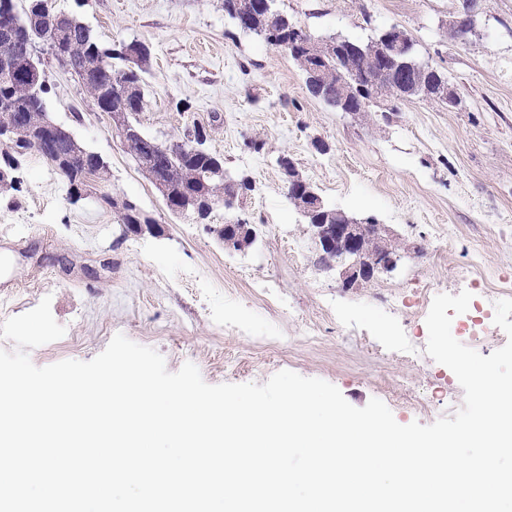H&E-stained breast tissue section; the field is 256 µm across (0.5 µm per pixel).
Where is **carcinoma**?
<instances>
[{
    "instance_id": "1",
    "label": "carcinoma",
    "mask_w": 512,
    "mask_h": 512,
    "mask_svg": "<svg viewBox=\"0 0 512 512\" xmlns=\"http://www.w3.org/2000/svg\"><path fill=\"white\" fill-rule=\"evenodd\" d=\"M23 12L16 11L14 0H0V19L5 16L16 17L27 23L29 16L44 19L40 28L27 27L21 33L22 39H29L36 44L48 47L54 44V33L50 19L59 15L50 0H26ZM233 0H224V12L236 18L231 8ZM238 19V18H236ZM239 29L260 36L270 47L288 43V31L299 28L285 14L276 8L270 11L256 9L251 13L241 14L238 19ZM340 49L327 55L318 64L319 79L325 85L326 92L344 100L345 112H379L384 121H389V113L397 111L393 104L384 108L373 102L370 93L357 89L361 85L369 87L378 79L377 69L383 65L390 70L383 80L386 100L397 99L401 93L418 87L415 96L448 103V100L436 94V86L442 75L434 67L420 62L408 66L394 55L386 54L380 49L379 37L368 39L365 43H356L343 38H330ZM141 45L132 40L121 41L113 46L102 45L92 32L80 25L70 28V36L59 42V48L68 53L77 66L76 79L83 91L93 101L98 110L112 109L121 113L134 133L130 134L122 145L131 156L138 170L150 180L163 186L161 194L168 209H173L189 196L197 199V205L186 210H176L175 214L186 219H204L210 216L214 202L224 197L232 175L214 176L206 182L201 178L210 170L224 168L222 158L214 153L194 151L175 154H157L148 160L142 159L145 140L149 136L141 130L139 113L145 108L146 101L142 88L141 74L149 70V53L129 56L127 47ZM31 56L19 52L13 55L9 65L0 61V123L13 126L10 142L15 150H34L38 153L48 146L62 145L65 157L57 173L71 191L81 190L86 178L98 182L104 180L107 167L98 163L94 152L81 146L76 140L59 135L51 139L43 123L48 120L44 112L45 95L48 86L45 79L34 84L29 79ZM98 199L111 206L118 213L121 224H153L155 220L136 205L126 199H119L102 193Z\"/></svg>"
}]
</instances>
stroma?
<instances>
[{"instance_id": "35a3bbf8", "label": "stroma", "mask_w": 512, "mask_h": 512, "mask_svg": "<svg viewBox=\"0 0 512 512\" xmlns=\"http://www.w3.org/2000/svg\"><path fill=\"white\" fill-rule=\"evenodd\" d=\"M51 3L103 45L149 46L142 130L173 139L204 128L225 169L252 179L244 213L259 235L249 248L225 249L220 203L200 223L173 216L113 138L108 116L42 53L49 115L108 167L99 192L135 202L161 231L128 232L109 205L71 200L41 155L19 158L12 187L0 190V323L47 297L66 329L30 349L34 365L91 360L121 333L158 351L168 371L194 363L211 385L262 384L289 370L333 384L357 408L380 399L403 425H429L461 407L464 391L449 368L429 357L407 363L396 343L428 339L419 289L477 297L488 280L512 287V0H472L475 33L464 42L443 31L463 0H276L321 38L365 41L400 25L418 59L447 75L455 107L414 98L387 123L313 97L290 56L240 31L222 0ZM253 138L260 151L247 148ZM283 153L326 203L374 217L406 242L393 272L346 288L319 267L313 231L289 204L276 165ZM264 288L292 315L263 310ZM242 321L254 336L293 339L289 355L265 362L254 337L235 333ZM309 330L317 344L304 343ZM420 394L430 397L427 408L415 407Z\"/></svg>"}]
</instances>
